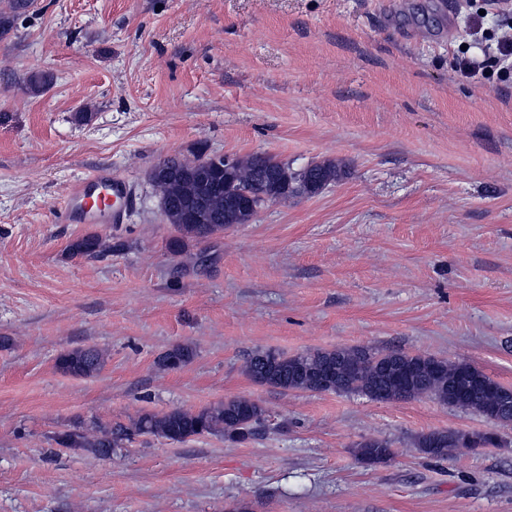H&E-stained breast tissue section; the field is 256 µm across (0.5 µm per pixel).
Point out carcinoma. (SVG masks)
<instances>
[{
  "label": "carcinoma",
  "mask_w": 512,
  "mask_h": 512,
  "mask_svg": "<svg viewBox=\"0 0 512 512\" xmlns=\"http://www.w3.org/2000/svg\"><path fill=\"white\" fill-rule=\"evenodd\" d=\"M33 4L34 0H3L0 4V38L14 29L20 17L29 14ZM201 159V155L194 160L176 156L165 158L155 165L163 176L150 179L160 210L176 232L167 243L169 253L174 256L183 253L189 241H201L224 232L226 193L237 189L252 190L258 211L271 199L281 196L280 190L263 178L264 170L255 153L236 157L234 184L227 187L224 186L222 170L213 171L209 183L200 187L193 163ZM341 176V166L332 160L318 162L305 172L315 194ZM101 248L99 235L88 233L72 242L68 252L72 257H93ZM193 357L194 350L190 345L176 344L158 356L155 366L163 372L176 370L190 363ZM390 361L416 371L411 386L387 391L389 380L385 364ZM56 366L71 376L94 377L103 370L105 356L96 347H79L60 353ZM241 370L254 382L284 392L353 393L377 400L385 391L390 401L431 396L443 403L448 402V383L458 376L469 374L487 378L486 373L470 363L450 364L435 357L424 359L399 351H372L361 347L315 350L294 356L270 350L256 352L244 361ZM324 370L332 371V380L330 384L319 387L314 384L310 373ZM490 400L489 395L475 391L463 400L451 402V405L483 417ZM268 417L270 414L263 404L245 397H232L194 411L176 407L161 413L144 412L125 423L96 419L88 425L80 423L73 426L55 436L54 441L64 448L89 451L104 459L127 447L134 436L141 434L174 442L203 435L245 442L258 434ZM416 447L426 455L441 459L454 456L457 450L447 435L438 432L421 435ZM356 456L361 462L374 458L378 463L386 464L393 459L395 452L389 441L373 438L357 445Z\"/></svg>",
  "instance_id": "obj_1"
}]
</instances>
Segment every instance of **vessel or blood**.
Here are the masks:
<instances>
[{
    "label": "vessel or blood",
    "instance_id": "b4317fda",
    "mask_svg": "<svg viewBox=\"0 0 512 512\" xmlns=\"http://www.w3.org/2000/svg\"><path fill=\"white\" fill-rule=\"evenodd\" d=\"M130 198L128 179L100 168L71 187L56 219L63 224H123Z\"/></svg>",
    "mask_w": 512,
    "mask_h": 512
}]
</instances>
